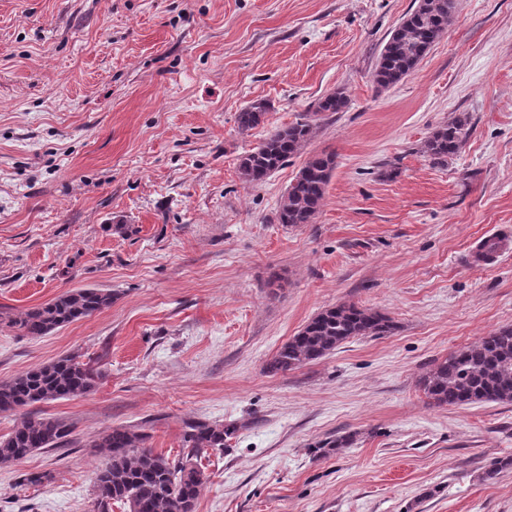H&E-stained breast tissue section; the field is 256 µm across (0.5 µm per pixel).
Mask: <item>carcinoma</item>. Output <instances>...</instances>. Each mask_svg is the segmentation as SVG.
I'll return each mask as SVG.
<instances>
[{"label": "carcinoma", "mask_w": 512, "mask_h": 512, "mask_svg": "<svg viewBox=\"0 0 512 512\" xmlns=\"http://www.w3.org/2000/svg\"><path fill=\"white\" fill-rule=\"evenodd\" d=\"M454 0H417L381 49L374 83L392 86L411 74L431 46L447 29ZM348 99L332 92L320 99L314 112L273 130L239 163L242 179L257 186L305 153L316 136L318 117L341 112ZM268 110L254 101L236 116L238 129L257 127ZM471 133L465 114L437 127L422 151L433 163L445 166L457 156ZM336 167L335 155L310 152L290 182L277 211L280 224H311L325 198ZM112 304V293L97 288L67 291L52 301L26 310L8 322L24 336H45L68 323L89 317ZM391 320L355 303H342L312 317L266 363L271 375L285 373L317 361L344 341L358 336H384ZM102 376L98 360L62 357L39 368L0 382V414L14 413L39 403L75 398L92 392ZM421 388L438 406H463L483 402H512V328L499 329L479 342L455 351L436 363L421 379ZM73 426L64 420L26 415L7 435L0 436V468L8 467L36 451L68 444ZM236 429L222 423L187 421L179 458L170 460L149 446L151 435L138 425L118 426L98 435L93 447L108 453L109 461L93 482L97 512H112L118 505L127 512H195L205 474L200 466L208 451H224Z\"/></svg>", "instance_id": "obj_1"}]
</instances>
